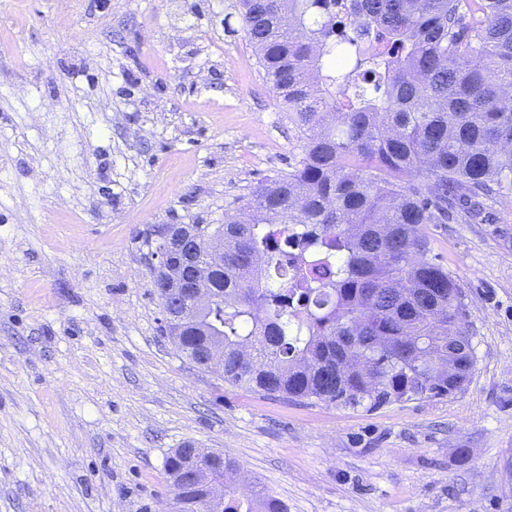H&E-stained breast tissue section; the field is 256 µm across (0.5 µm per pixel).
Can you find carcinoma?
I'll return each instance as SVG.
<instances>
[{
    "instance_id": "1",
    "label": "carcinoma",
    "mask_w": 512,
    "mask_h": 512,
    "mask_svg": "<svg viewBox=\"0 0 512 512\" xmlns=\"http://www.w3.org/2000/svg\"><path fill=\"white\" fill-rule=\"evenodd\" d=\"M246 37L301 134L284 177L222 224H196L211 303L162 328L224 381L343 408L445 398L474 369L461 286L428 224L512 194V0H240ZM302 247L288 261V240ZM166 458L167 486L190 459ZM215 475L224 502L180 488L184 512H287Z\"/></svg>"
}]
</instances>
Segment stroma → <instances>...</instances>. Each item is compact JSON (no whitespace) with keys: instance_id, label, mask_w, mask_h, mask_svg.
<instances>
[{"instance_id":"35a3bbf8","label":"stroma","mask_w":512,"mask_h":512,"mask_svg":"<svg viewBox=\"0 0 512 512\" xmlns=\"http://www.w3.org/2000/svg\"><path fill=\"white\" fill-rule=\"evenodd\" d=\"M300 153L239 0H0V512H167L187 442L288 512H512V197L426 227L476 356L454 396L294 403L163 336L151 238ZM186 448H190V446L184 444L181 448H175L165 461V482L170 489L172 485H176L175 481L179 471L190 459L189 452L186 451Z\"/></svg>"}]
</instances>
